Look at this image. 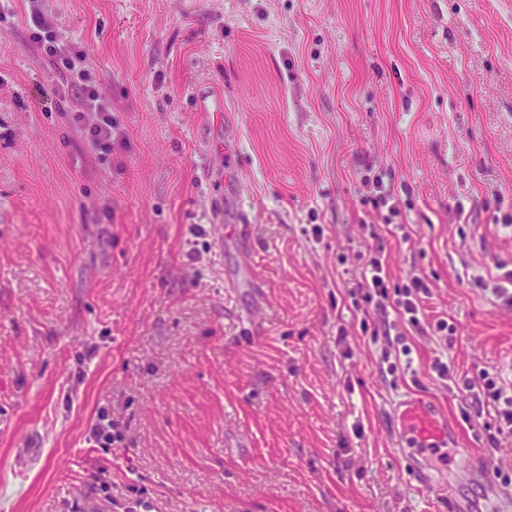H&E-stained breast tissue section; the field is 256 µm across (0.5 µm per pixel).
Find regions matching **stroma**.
Returning a JSON list of instances; mask_svg holds the SVG:
<instances>
[{"mask_svg": "<svg viewBox=\"0 0 512 512\" xmlns=\"http://www.w3.org/2000/svg\"><path fill=\"white\" fill-rule=\"evenodd\" d=\"M37 8L112 102L108 155L50 92ZM382 191L397 215L360 205ZM378 242L458 328L410 339L412 377L346 288ZM500 262L512 0H0V512H451L415 459L485 512L467 471L512 473V443H476L429 366L512 378V308L473 284ZM243 264L260 293L225 288ZM408 393L445 409V460L396 450ZM103 410L120 447L88 441Z\"/></svg>", "mask_w": 512, "mask_h": 512, "instance_id": "obj_1", "label": "stroma"}]
</instances>
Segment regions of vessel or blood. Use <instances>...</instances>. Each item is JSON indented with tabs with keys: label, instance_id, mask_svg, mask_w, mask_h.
Masks as SVG:
<instances>
[{
	"label": "vessel or blood",
	"instance_id": "obj_1",
	"mask_svg": "<svg viewBox=\"0 0 512 512\" xmlns=\"http://www.w3.org/2000/svg\"><path fill=\"white\" fill-rule=\"evenodd\" d=\"M392 429L396 446L406 439H415L422 447L432 448L447 442L448 422L439 408L416 396L402 395L392 403ZM471 480L482 484L488 500L496 502L502 512H512V502L500 499L494 486L491 465L471 468Z\"/></svg>",
	"mask_w": 512,
	"mask_h": 512
}]
</instances>
